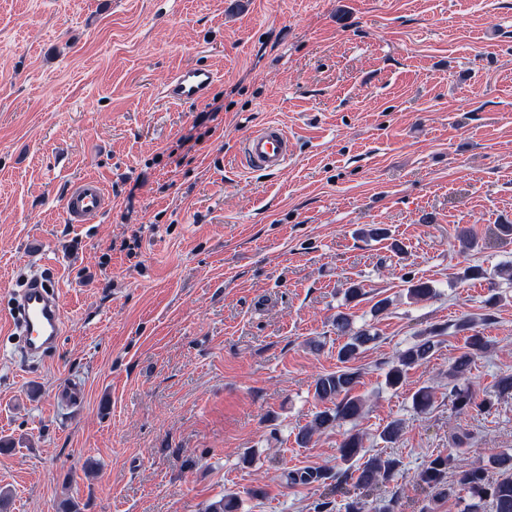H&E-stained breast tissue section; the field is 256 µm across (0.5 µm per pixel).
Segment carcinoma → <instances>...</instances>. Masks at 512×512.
I'll return each mask as SVG.
<instances>
[{"label": "carcinoma", "mask_w": 512, "mask_h": 512, "mask_svg": "<svg viewBox=\"0 0 512 512\" xmlns=\"http://www.w3.org/2000/svg\"><path fill=\"white\" fill-rule=\"evenodd\" d=\"M407 284V296L418 302L431 299L436 288L426 281L403 278ZM458 330L470 332L466 338L467 350L455 358L448 369V380L452 383L448 399L452 406L462 414L485 413L493 406L492 396H477L467 383V373L474 358L490 348L489 341L478 332L472 331L473 322L462 320L456 324ZM336 332L347 337V341L338 350V359L345 367L320 376L314 387L315 398L323 405V409L314 413L312 420L297 435L300 443L307 442L315 433L334 428L342 422L354 421L361 416L363 400L351 395L359 372L346 366L360 354L361 349L375 339L370 331L353 329L352 316L339 313L336 315ZM441 335L439 328L429 330L404 350L396 362L389 365L385 372V383L391 388L399 386L408 368L426 360L431 355L436 338ZM362 437L357 433H348L343 439L339 453L343 461L355 467V471L343 472L344 479L355 478V482L370 489L373 486L388 482L399 467L394 458L372 457L359 462L358 455L362 451ZM499 464L503 467L501 478L494 482L487 480L485 471L480 466L460 468L455 472L453 482H448L450 458L437 456L429 460L415 476V484L430 493L434 499H449L461 491L470 494L471 501L467 512H484V504H489L492 512H512V457L502 456ZM286 485L323 484L330 479V471L321 468H303L293 470L284 475ZM238 499L234 494L209 504L207 512H237Z\"/></svg>", "instance_id": "cac0c4a2"}]
</instances>
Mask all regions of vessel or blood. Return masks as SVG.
<instances>
[{
	"label": "vessel or blood",
	"mask_w": 512,
	"mask_h": 512,
	"mask_svg": "<svg viewBox=\"0 0 512 512\" xmlns=\"http://www.w3.org/2000/svg\"><path fill=\"white\" fill-rule=\"evenodd\" d=\"M217 81V73L209 66L190 64L178 69L161 93L171 102L201 103L210 96ZM292 147L293 140L287 131L279 123L268 121L241 142L239 156L251 170L276 172L287 165ZM108 207L105 188L93 176L74 182L63 199V211L70 224L97 223ZM9 330L20 336L23 353L28 358H44L58 347L64 314L50 282L35 277L21 288Z\"/></svg>",
	"instance_id": "1"
}]
</instances>
